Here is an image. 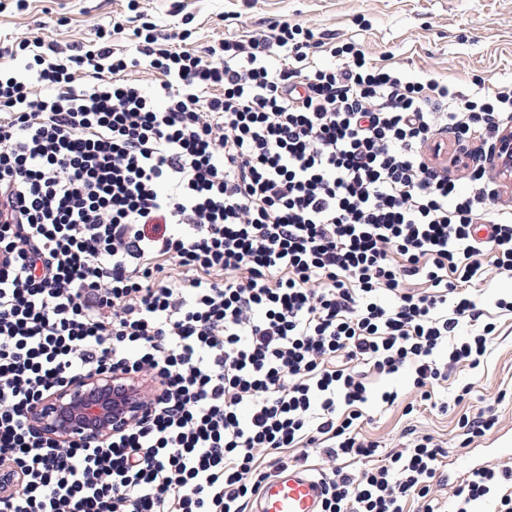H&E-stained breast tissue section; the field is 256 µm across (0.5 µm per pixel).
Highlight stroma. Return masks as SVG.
<instances>
[{
	"instance_id": "obj_1",
	"label": "stroma",
	"mask_w": 512,
	"mask_h": 512,
	"mask_svg": "<svg viewBox=\"0 0 512 512\" xmlns=\"http://www.w3.org/2000/svg\"><path fill=\"white\" fill-rule=\"evenodd\" d=\"M150 8L163 24L173 9H180L194 30L188 46L195 50L224 36L288 22L359 41L379 62L457 84L465 92L477 85L487 92L512 86V0H151ZM124 11V0H29L27 11L0 13V40L23 33L62 45H88L95 24H109ZM470 291L484 316L465 323L462 333L474 335L483 322H494L490 354L478 368L459 364L449 371L439 391L449 400L447 411L420 407L408 414L402 402H373L362 432L379 442L381 452L398 447L414 429L445 442L451 457L472 451L481 454L483 464L502 466L494 450L512 446V312L497 309L495 301L512 298V277L476 281ZM465 386L469 394L456 401ZM503 390L511 396L502 401ZM481 409L496 413L498 426L471 449L461 448L460 418Z\"/></svg>"
}]
</instances>
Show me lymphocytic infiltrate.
Instances as JSON below:
<instances>
[{"mask_svg": "<svg viewBox=\"0 0 512 512\" xmlns=\"http://www.w3.org/2000/svg\"><path fill=\"white\" fill-rule=\"evenodd\" d=\"M127 9L90 46H0V512H247L314 454L322 512H512V470L449 487L429 434L348 467L379 447L364 405L399 398L369 375L409 372L436 409L489 352L494 323L456 337L482 315L463 289L512 274V210L468 154L433 160L441 134L512 127V88L285 22L190 51ZM91 372L153 382L147 413L103 443L38 434L32 407Z\"/></svg>", "mask_w": 512, "mask_h": 512, "instance_id": "f902f5d3", "label": "lymphocytic infiltrate"}]
</instances>
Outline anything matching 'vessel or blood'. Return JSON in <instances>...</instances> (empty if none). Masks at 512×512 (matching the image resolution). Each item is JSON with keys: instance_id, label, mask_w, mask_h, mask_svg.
<instances>
[{"instance_id": "b4317fda", "label": "vessel or blood", "mask_w": 512, "mask_h": 512, "mask_svg": "<svg viewBox=\"0 0 512 512\" xmlns=\"http://www.w3.org/2000/svg\"><path fill=\"white\" fill-rule=\"evenodd\" d=\"M322 480L306 468L288 470L263 487L252 512H320Z\"/></svg>"}]
</instances>
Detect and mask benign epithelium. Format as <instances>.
Wrapping results in <instances>:
<instances>
[{"label":"benign epithelium","mask_w":512,"mask_h":512,"mask_svg":"<svg viewBox=\"0 0 512 512\" xmlns=\"http://www.w3.org/2000/svg\"><path fill=\"white\" fill-rule=\"evenodd\" d=\"M496 177L512 178V128L489 148ZM145 412L139 380L124 375H84L56 390L32 410L31 424L61 443L106 441L125 423Z\"/></svg>","instance_id":"7a95c632"}]
</instances>
